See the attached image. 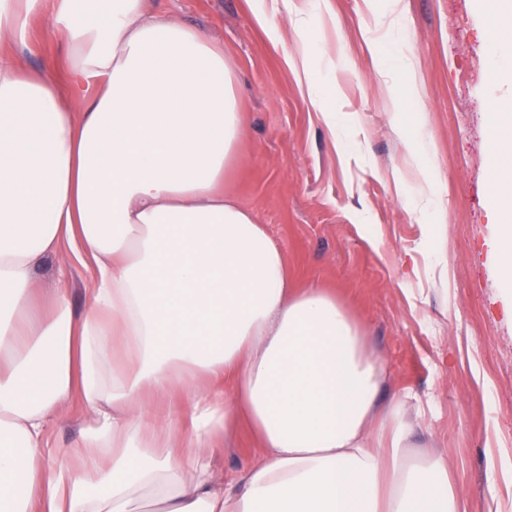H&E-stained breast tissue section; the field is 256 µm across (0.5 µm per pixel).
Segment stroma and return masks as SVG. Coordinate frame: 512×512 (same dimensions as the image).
Listing matches in <instances>:
<instances>
[{"mask_svg": "<svg viewBox=\"0 0 512 512\" xmlns=\"http://www.w3.org/2000/svg\"><path fill=\"white\" fill-rule=\"evenodd\" d=\"M152 11L208 33L236 77L242 134L224 193L252 211L283 250L297 288H326L365 324L385 359L383 394L405 399L421 452L445 457L462 512H512V471L486 460L512 455V318L491 257L489 102L495 33L478 0H147ZM264 10L268 27L254 18ZM306 22L307 67L296 22ZM23 64L63 62L50 17L33 20ZM411 87L421 122L393 123V93ZM330 91L344 119L329 129L311 103ZM431 167L425 181L420 170ZM444 227L424 244V227ZM448 252L447 268L435 255ZM69 271L68 302L85 308L91 272L69 249L37 269L53 288ZM85 410L50 426L53 448L78 447ZM238 426L216 450L227 473L252 460ZM497 497H490L488 482Z\"/></svg>", "mask_w": 512, "mask_h": 512, "instance_id": "35a3bbf8", "label": "stroma"}]
</instances>
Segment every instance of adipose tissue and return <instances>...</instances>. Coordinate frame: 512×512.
Returning <instances> with one entry per match:
<instances>
[{
	"instance_id": "obj_1",
	"label": "adipose tissue",
	"mask_w": 512,
	"mask_h": 512,
	"mask_svg": "<svg viewBox=\"0 0 512 512\" xmlns=\"http://www.w3.org/2000/svg\"><path fill=\"white\" fill-rule=\"evenodd\" d=\"M512 86V0H495ZM49 10L65 65L0 52V512H459L448 463L408 460L383 359L335 297L294 288L282 249L224 196L235 78L203 31L145 0H0V43ZM494 263L512 315V97L489 115ZM89 259L39 311L37 264ZM80 447H48L72 401ZM257 440L212 458L235 423ZM63 262V267L69 271L68 302L74 313H81L85 308L84 288H87L90 284L91 271L77 263L66 246H63L60 256L45 260L40 264L37 269V281L46 290L54 288L57 279V267ZM251 448H255V441L250 430L239 425L234 436L216 450L213 463L224 473H233L243 470L252 460Z\"/></svg>"
}]
</instances>
